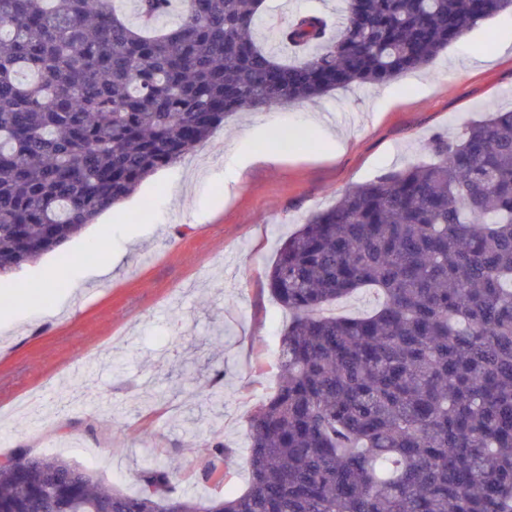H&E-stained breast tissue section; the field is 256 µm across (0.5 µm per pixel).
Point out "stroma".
I'll use <instances>...</instances> for the list:
<instances>
[{
	"instance_id": "35a3bbf8",
	"label": "stroma",
	"mask_w": 512,
	"mask_h": 512,
	"mask_svg": "<svg viewBox=\"0 0 512 512\" xmlns=\"http://www.w3.org/2000/svg\"><path fill=\"white\" fill-rule=\"evenodd\" d=\"M512 15L481 21L418 84L403 74L314 101L236 114L175 166L146 179L65 249L0 277V459L60 456L127 492L168 460L173 495L216 497L248 481V417L274 392L288 315L268 292L281 242L352 186L422 160L432 136L512 108ZM348 132L344 151L329 144ZM116 263L96 272L106 257ZM53 302L14 307L6 284ZM222 342H215V335ZM234 448L203 482L214 436Z\"/></svg>"
}]
</instances>
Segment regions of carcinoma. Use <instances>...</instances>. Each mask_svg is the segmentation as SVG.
I'll return each mask as SVG.
<instances>
[{"label": "carcinoma", "instance_id": "carcinoma-1", "mask_svg": "<svg viewBox=\"0 0 512 512\" xmlns=\"http://www.w3.org/2000/svg\"><path fill=\"white\" fill-rule=\"evenodd\" d=\"M0 0V275L56 251L225 119L429 67L512 0H346L270 24L263 0ZM309 215L268 274L290 320L249 418L246 490L135 494L57 456L0 461V512H512V110L427 143ZM373 288L360 315L326 308ZM204 478L232 448L216 438Z\"/></svg>", "mask_w": 512, "mask_h": 512}]
</instances>
